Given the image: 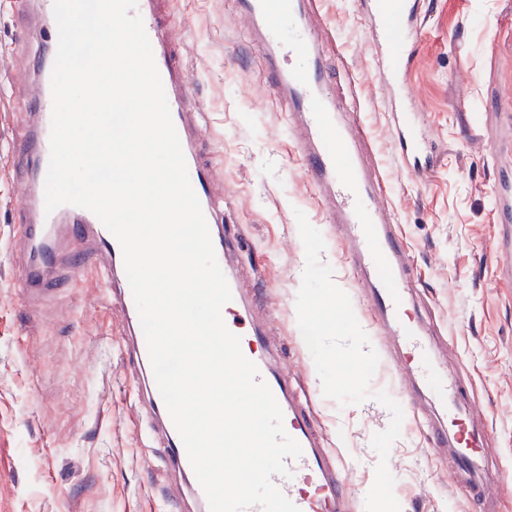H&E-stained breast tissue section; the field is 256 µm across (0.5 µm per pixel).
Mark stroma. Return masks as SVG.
<instances>
[{"label":"stroma","instance_id":"35a3bbf8","mask_svg":"<svg viewBox=\"0 0 512 512\" xmlns=\"http://www.w3.org/2000/svg\"><path fill=\"white\" fill-rule=\"evenodd\" d=\"M425 18L408 79L419 119L446 149L428 177L410 179L390 142L381 63L359 0H305L335 85L336 107L364 122L362 152L382 199L397 219L421 297V313L446 336L437 359L481 409L484 444L499 469L491 501L462 498L456 466L428 440L432 401L400 399L403 422L388 467L401 512H512V288L498 284L492 255L496 215L491 187L512 161V0H420ZM184 32L191 92L206 112L227 219L243 230L229 259L239 288L258 290L256 316L279 365L299 376L317 409L318 436L353 485L352 512H365L379 455L373 436L395 394L384 356L393 340L373 324L365 289L351 270L340 225L330 223L298 160L288 106L232 0H175ZM48 44L14 6L0 0V512H176L185 482L167 469L133 367L114 339L121 316L90 269L70 290L33 302L17 284L6 244L23 212L6 168L13 143L29 129L21 103L34 98L31 72ZM326 243L322 263L351 299L380 361L372 396L339 405L322 394L298 326L296 296L306 265L296 211Z\"/></svg>","mask_w":512,"mask_h":512}]
</instances>
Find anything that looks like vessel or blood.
Masks as SVG:
<instances>
[{"instance_id": "obj_1", "label": "vessel or blood", "mask_w": 512, "mask_h": 512, "mask_svg": "<svg viewBox=\"0 0 512 512\" xmlns=\"http://www.w3.org/2000/svg\"><path fill=\"white\" fill-rule=\"evenodd\" d=\"M234 4L236 15L247 22L269 64L272 86L288 102L304 175L317 198L330 209L333 222L344 229L353 269L369 292L373 320L383 335L398 342L392 370L399 392L406 397L432 394L438 414L427 424L432 445L449 451L465 474L483 471L484 448L476 431L479 414L463 388L449 383L446 365L433 355L428 330L411 313L414 277L403 241L364 165L359 122L336 109L328 70L316 49L302 0H234ZM362 5L374 21V45L381 52L389 96L388 124L397 153L415 172L433 170L440 156L423 146L410 110L414 95L407 80L423 27L417 0H362ZM135 12L141 16L152 46L218 264L227 266L230 254L239 248L240 228L226 223L223 210L216 205L214 170L202 160L212 145L201 131L200 107L192 96L190 69L169 0H137ZM36 108L39 124L11 148V164L26 205V222L18 243L27 253L20 265L27 294L32 298L50 294L78 281L95 260L106 259V275L122 310L124 357L133 365L156 420L164 457L174 473L187 479L193 500L206 505L204 491L159 393L130 284L116 273L123 260L119 242L87 209L63 205L50 213L45 210L51 93H43ZM491 191L501 218L493 246L500 284L512 288V177L501 176ZM231 293L232 299L224 307L227 328L239 337L263 341L265 330L253 317V300L236 287ZM247 357L257 365L260 379L277 400L286 432L303 450L300 457L285 458L288 473L273 476V483L300 512H349L350 482L321 448L310 405L292 389L287 374L274 367L269 350L251 351Z\"/></svg>"}]
</instances>
